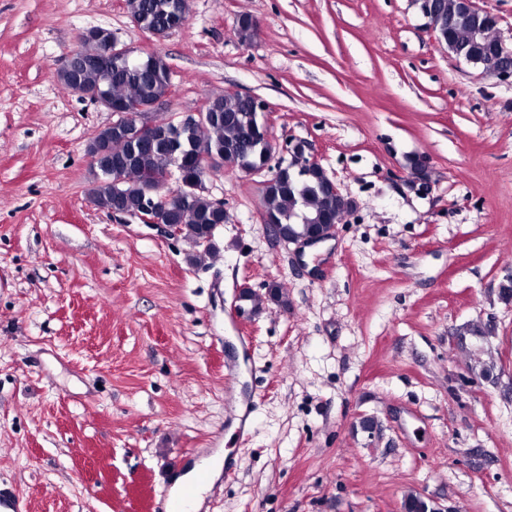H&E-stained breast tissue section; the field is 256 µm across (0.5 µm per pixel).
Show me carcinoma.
I'll return each mask as SVG.
<instances>
[{"label": "carcinoma", "mask_w": 512, "mask_h": 512, "mask_svg": "<svg viewBox=\"0 0 512 512\" xmlns=\"http://www.w3.org/2000/svg\"><path fill=\"white\" fill-rule=\"evenodd\" d=\"M131 19L146 30L166 33L182 27L187 21L188 0H126ZM86 85H108L112 97L125 102L129 112L136 113L144 104L163 98L171 92V68L159 54L147 55L140 64H127L107 69L91 61L77 64L70 75ZM209 121L204 125L171 119L160 126V140L151 150H143L135 139L122 129L107 126L91 141L112 142V154L101 160V176L94 179L88 200L100 210L117 209L137 214L146 208L145 189L156 182L163 172L158 160H163L176 175L175 189L181 191L180 205L168 213V223L179 228L180 238L193 247L212 236L216 224L228 222L225 210L216 207L215 200L204 189L186 190L197 172L196 151L206 144L218 155L232 153L251 168L262 170L271 158V149L261 133L259 112L254 101L239 93H225L206 101ZM322 169L302 172L290 163L279 168L273 183L261 188V207L270 223L279 225L288 237L303 238L322 224L336 218V199L323 189ZM273 295H250L243 305L260 308L271 300L288 302L286 289L271 284Z\"/></svg>", "instance_id": "cac0c4a2"}]
</instances>
